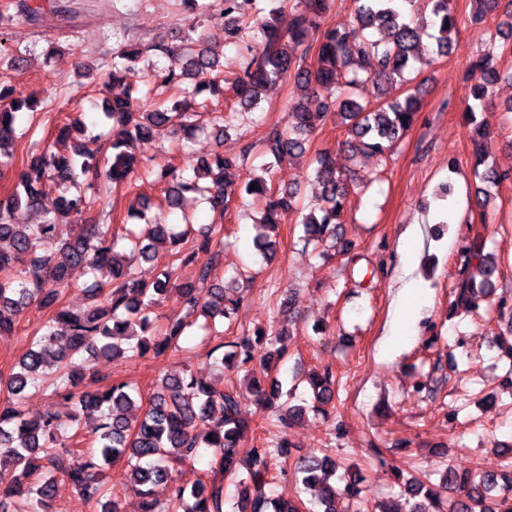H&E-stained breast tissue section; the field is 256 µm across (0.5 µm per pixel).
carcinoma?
<instances>
[{
    "mask_svg": "<svg viewBox=\"0 0 512 512\" xmlns=\"http://www.w3.org/2000/svg\"><path fill=\"white\" fill-rule=\"evenodd\" d=\"M259 2L215 3L224 14L226 41L247 49L248 58L239 72L230 77L221 75L219 61L197 39L190 37L175 49L160 43L154 50L178 62V66L165 70L161 80L180 86L183 99L171 98L146 112H133L126 88L112 96L102 118L125 128L128 138L148 143L155 127L169 126L173 134L185 139L195 136L203 129L200 119L205 114L207 124L220 140L228 130L224 116L210 112L204 102L194 110L187 106V99L205 91L222 97L227 84L249 113L259 107L264 88L278 81L294 83L298 97L290 104L288 126L269 132L268 150L273 158L269 169L237 181L230 173L236 163L216 153L200 160V167L213 175L211 184L202 186L198 177L186 178L175 166L156 206L176 210L184 195L192 192L208 200L212 210L224 212L234 199L246 194L264 204L253 239L260 255L266 259L275 255L277 240L271 232L286 217L293 216L295 223L302 225L305 244L320 251L325 259L338 245L336 224L348 202L347 175L336 169L330 149L316 150L312 164L320 192L315 203L305 204L298 188L273 185L270 168L309 151L310 134L332 116L338 119L346 145L354 153L384 157L406 136L420 111L421 91L412 90L415 78L409 76L422 43V28L410 16L419 0H360L353 24L332 26L325 24V19L333 11L334 0H277L288 5L293 14L286 30L276 24L277 8L265 14ZM477 3L479 17L500 10L512 14V0L504 7L501 0ZM425 4L435 18V53L446 56L459 26L453 0H425ZM370 29L383 32L382 37L369 39L366 31ZM313 47L317 55L312 66L306 59ZM496 48L497 40L493 38L488 48L468 62L470 84L464 106L465 117L478 136L474 176L495 186L512 180V172L488 164L489 134L477 121V113L495 104L499 79ZM142 56L141 48H117L106 86L123 85L126 71ZM369 84L375 85L387 101L364 105L353 98L357 87ZM310 96L321 99L316 112L305 105ZM40 107L39 98L16 91L0 75V179L15 167V145L25 136L17 133L18 118ZM100 139L91 135L68 154L48 149L26 153L13 190L0 199V241L10 245L7 251L0 249V334L15 332L20 315L34 303L41 308H57L20 359L19 370L0 377V385L7 389V404H0V506L6 498L25 492L33 501V512H48L57 496L55 473L61 472L88 499L100 504L101 512H120L118 501L107 498L109 488L102 472L112 461L124 459L132 485L142 499V512H224V478L237 480L234 512H304L300 501L287 503L272 497L270 473L273 466L290 457L289 443L284 438L274 449L243 444L247 423L240 416L241 396L236 388L226 387L220 380H203L188 370L170 371L162 376L157 391L136 420L131 419L129 411L136 407L137 391L128 383L116 382L95 391L77 390L79 377L68 369L72 356L84 352L91 358H158L177 350L192 316L205 319L201 329L217 340L212 352H222L215 359L222 366L253 363L258 344L275 347L274 353L264 357L268 364L285 352L283 334L272 328L257 330L253 339L232 341L224 340L215 329L214 320L231 318L243 301V296L226 294L224 286L211 283L224 251L223 225H208L195 246L183 249L181 244L192 226L189 218H184L185 229L180 230L176 224L151 223L144 211L130 208L128 215L145 224L127 230L130 249L125 252L117 250L118 237L110 225L87 218L95 199L82 189V177L103 165L112 187H122L131 194L134 174L142 164L124 150L123 141L112 142V156L99 160L90 144ZM50 179L60 190L53 216L43 224L12 223L17 207L39 205L40 188ZM78 219L86 221L82 234L58 240L57 226ZM167 242L178 251L161 277L151 283L136 279L134 260H154V245ZM20 265L30 266L41 275L29 281L17 274ZM182 265L195 267L199 287L177 289L185 317L174 318L160 329L156 326L157 307ZM76 270L91 283L73 281L71 275ZM496 271L494 258L485 251V241L478 232L467 250L465 278L454 305L478 311L480 298L489 296L487 287ZM79 286L91 293L92 303L80 311L60 306L63 294ZM59 336L66 337L65 345H57ZM45 382L70 405V422L77 428L67 440L63 439L59 415L29 416L20 406L28 387ZM310 386L313 410L328 413L335 397L333 373L326 370L312 375ZM247 389L264 408L274 411L285 427L306 414L305 407L280 401L282 384L268 371L249 375ZM202 448L208 449L210 456V478L174 473L176 464H194ZM295 468L303 484L317 489L320 512H364L356 480L339 486L336 464L329 455L299 460ZM499 479L501 475L495 472L475 477L448 465L437 485L419 478L406 481L409 508L391 504L379 512H512V480L501 488ZM162 483L171 484L165 503L154 498L153 486Z\"/></svg>",
    "mask_w": 512,
    "mask_h": 512,
    "instance_id": "carcinoma-1",
    "label": "carcinoma"
}]
</instances>
